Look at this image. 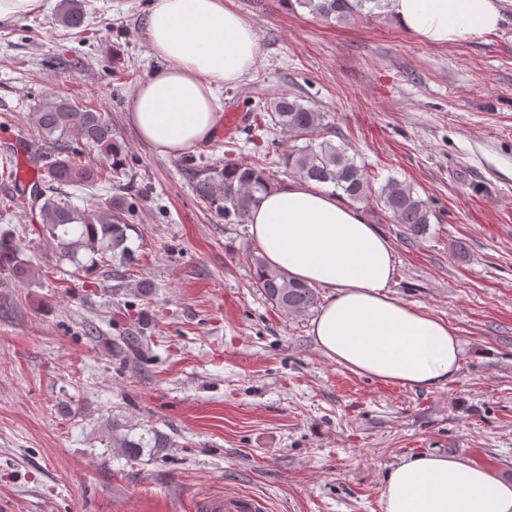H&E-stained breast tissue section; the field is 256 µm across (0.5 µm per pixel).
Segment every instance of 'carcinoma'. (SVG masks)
I'll return each instance as SVG.
<instances>
[{
  "instance_id": "1",
  "label": "carcinoma",
  "mask_w": 512,
  "mask_h": 512,
  "mask_svg": "<svg viewBox=\"0 0 512 512\" xmlns=\"http://www.w3.org/2000/svg\"><path fill=\"white\" fill-rule=\"evenodd\" d=\"M296 2L325 21L337 22L359 15L370 17L374 11L387 7L386 0ZM84 18L81 0H62L59 20L63 24L77 29ZM266 111L270 112L273 125L305 139L304 145H293L279 155L277 165L304 179L330 183L353 202L376 199L414 237L426 231L432 209L410 186L391 179L374 187V180L348 155L346 148L320 140L324 113L288 96L273 99ZM36 124L42 153L51 158L47 179L37 184L42 236L55 243L61 260H73L83 250L112 262L115 268L124 266L128 254L127 225L120 217L125 212L124 200L118 198L104 207L94 204L82 210L72 203V194L65 191L67 187L82 188L101 179L109 182L112 175L119 174L121 147L112 134V121L103 112L79 107L67 98L54 95L36 112ZM80 144L114 160L112 173L105 176L100 169L78 159L82 152L76 146ZM183 175L197 198L224 216L225 223L247 224L262 194L270 188L272 173L265 159L252 165L226 159L221 166L187 163ZM251 261L256 287L270 304L286 314L306 312L317 306L316 289L288 278L282 271L269 269L257 255H251ZM0 270H8L20 278L31 272L8 233L0 234Z\"/></svg>"
}]
</instances>
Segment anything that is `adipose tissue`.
Wrapping results in <instances>:
<instances>
[{
  "label": "adipose tissue",
  "instance_id": "adipose-tissue-1",
  "mask_svg": "<svg viewBox=\"0 0 512 512\" xmlns=\"http://www.w3.org/2000/svg\"><path fill=\"white\" fill-rule=\"evenodd\" d=\"M401 27L448 46L495 32L512 0H388ZM147 37L164 68L142 81L128 110L139 137L181 155L207 141L214 88L248 74L252 28L224 0H155ZM249 232L269 267L331 294L312 322L321 352L350 371L431 391L456 379L462 346L446 321L390 296L396 253L363 211L313 180L268 191ZM383 512H512V482L453 455L403 459L388 474Z\"/></svg>",
  "mask_w": 512,
  "mask_h": 512
}]
</instances>
